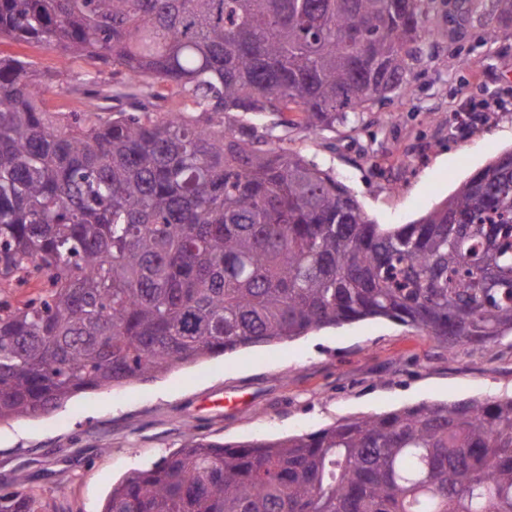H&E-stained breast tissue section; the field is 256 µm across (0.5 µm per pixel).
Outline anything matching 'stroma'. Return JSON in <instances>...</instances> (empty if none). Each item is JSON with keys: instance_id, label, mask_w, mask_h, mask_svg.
<instances>
[{"instance_id": "obj_1", "label": "stroma", "mask_w": 512, "mask_h": 512, "mask_svg": "<svg viewBox=\"0 0 512 512\" xmlns=\"http://www.w3.org/2000/svg\"><path fill=\"white\" fill-rule=\"evenodd\" d=\"M423 54L403 92L357 120L313 132L273 114L236 113L269 146L330 170L378 224H407L498 153L512 149V18L496 0H435ZM51 111H82L70 87L94 68L25 43ZM512 397V335L455 350L387 318L313 330L146 382L79 394L54 412L0 423V484L22 482L40 512H102L126 475L178 449L186 433L242 443L310 433L421 403Z\"/></svg>"}]
</instances>
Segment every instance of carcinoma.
Here are the masks:
<instances>
[{
	"label": "carcinoma",
	"instance_id": "obj_1",
	"mask_svg": "<svg viewBox=\"0 0 512 512\" xmlns=\"http://www.w3.org/2000/svg\"><path fill=\"white\" fill-rule=\"evenodd\" d=\"M434 0H0V41L126 74L131 111L42 105L0 54V421L368 318L448 350L512 333V149L411 224H376L234 112L332 128L407 89ZM204 119L157 117V87ZM0 512H38L22 484ZM104 512H512V397L251 443L186 434Z\"/></svg>",
	"mask_w": 512,
	"mask_h": 512
}]
</instances>
